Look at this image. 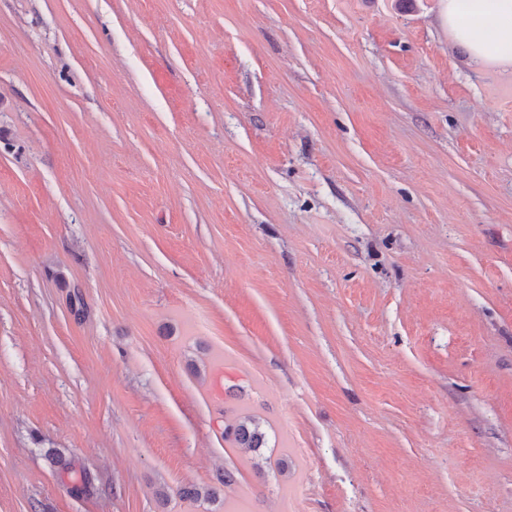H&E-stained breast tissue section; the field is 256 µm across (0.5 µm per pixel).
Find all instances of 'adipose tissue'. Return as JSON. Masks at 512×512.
Segmentation results:
<instances>
[{"mask_svg": "<svg viewBox=\"0 0 512 512\" xmlns=\"http://www.w3.org/2000/svg\"><path fill=\"white\" fill-rule=\"evenodd\" d=\"M448 30L474 58L512 65V0H447Z\"/></svg>", "mask_w": 512, "mask_h": 512, "instance_id": "ef3b65f1", "label": "adipose tissue"}]
</instances>
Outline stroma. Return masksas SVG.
Wrapping results in <instances>:
<instances>
[{
  "label": "stroma",
  "mask_w": 512,
  "mask_h": 512,
  "mask_svg": "<svg viewBox=\"0 0 512 512\" xmlns=\"http://www.w3.org/2000/svg\"><path fill=\"white\" fill-rule=\"evenodd\" d=\"M228 506L512 512V66L445 0H0V512ZM224 439L257 452L265 446V434L259 421L254 417H245L224 425Z\"/></svg>",
  "instance_id": "35a3bbf8"
}]
</instances>
